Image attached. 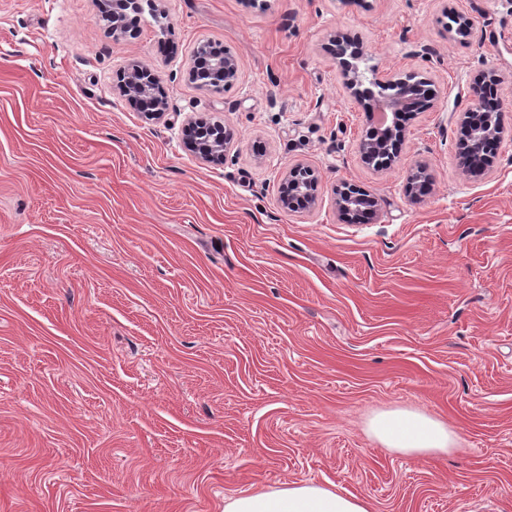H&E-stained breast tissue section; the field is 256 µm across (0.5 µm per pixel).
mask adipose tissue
<instances>
[{"label":"adipose tissue","instance_id":"obj_1","mask_svg":"<svg viewBox=\"0 0 512 512\" xmlns=\"http://www.w3.org/2000/svg\"><path fill=\"white\" fill-rule=\"evenodd\" d=\"M368 429L385 447L420 456L450 453L459 441L442 421L407 410L379 413L370 419ZM224 512H373V506L335 485L294 481L226 497Z\"/></svg>","mask_w":512,"mask_h":512}]
</instances>
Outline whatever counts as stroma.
I'll return each instance as SVG.
<instances>
[{"mask_svg": "<svg viewBox=\"0 0 512 512\" xmlns=\"http://www.w3.org/2000/svg\"><path fill=\"white\" fill-rule=\"evenodd\" d=\"M158 9L115 38L95 0H0V512H224L302 480L376 512H512V138L485 175L459 158L481 75L512 127V0ZM343 33L433 89L390 168L358 153ZM205 44L238 64L224 89L188 79ZM132 60L163 119L121 96ZM195 119L233 130L222 165L185 145ZM297 163L318 202L289 211ZM344 182L373 222L341 218ZM399 408L457 449L383 448L368 422ZM336 206L343 215L361 217L371 221L377 216L379 203L371 193L360 191L347 183L336 186Z\"/></svg>", "mask_w": 512, "mask_h": 512, "instance_id": "35a3bbf8", "label": "stroma"}]
</instances>
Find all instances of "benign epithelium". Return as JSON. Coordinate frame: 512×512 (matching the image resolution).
Here are the masks:
<instances>
[{
  "label": "benign epithelium",
  "instance_id": "7a95c632",
  "mask_svg": "<svg viewBox=\"0 0 512 512\" xmlns=\"http://www.w3.org/2000/svg\"><path fill=\"white\" fill-rule=\"evenodd\" d=\"M96 3L101 17L110 23L112 36L115 38L125 34L130 18L138 22L146 14L157 18V0H96ZM335 58L350 97L363 105L377 101L389 108L391 125L376 138L366 137L360 141L358 151L361 159L366 162L371 156L378 154L397 158L404 130V127L398 126L397 116L405 109L411 112L422 111L418 104V86L411 81L392 80L380 75L377 67L368 64V58L364 57L360 45L346 36L336 40ZM237 76L236 60L226 55L215 56L203 66L196 63L189 70V78L207 89L213 88L218 77L228 84L236 80ZM121 94L141 111L158 119L166 114L167 101L160 93L156 73L139 62L128 65ZM477 109L486 112V121L481 125L472 124L470 137L499 144L503 140L505 128L495 122L496 106L492 97H472V106L464 116H469ZM185 133L188 145L201 159L213 165L224 164V152L232 141L228 129L223 127L221 132L215 134L213 129L199 127L191 121L186 124ZM494 158L493 154H469L461 158V165L468 174L474 171L483 175L493 166ZM298 201L305 209L313 208L317 203V183L310 178L308 168L300 163L288 169L280 192L282 207L294 208ZM336 206L342 214L359 217L363 221L373 220L379 210L377 197L364 191L359 193L347 183L336 186Z\"/></svg>",
  "mask_w": 512,
  "mask_h": 512
}]
</instances>
